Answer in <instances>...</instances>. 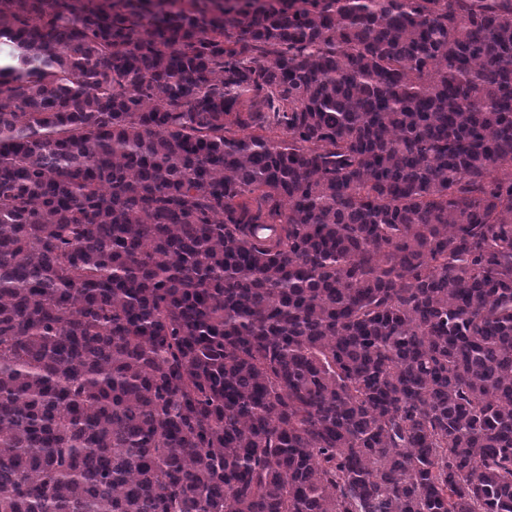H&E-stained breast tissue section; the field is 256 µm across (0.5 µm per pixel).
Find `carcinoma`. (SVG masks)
<instances>
[{"label": "carcinoma", "instance_id": "carcinoma-1", "mask_svg": "<svg viewBox=\"0 0 512 512\" xmlns=\"http://www.w3.org/2000/svg\"><path fill=\"white\" fill-rule=\"evenodd\" d=\"M0 0V512H512V0Z\"/></svg>", "mask_w": 512, "mask_h": 512}]
</instances>
